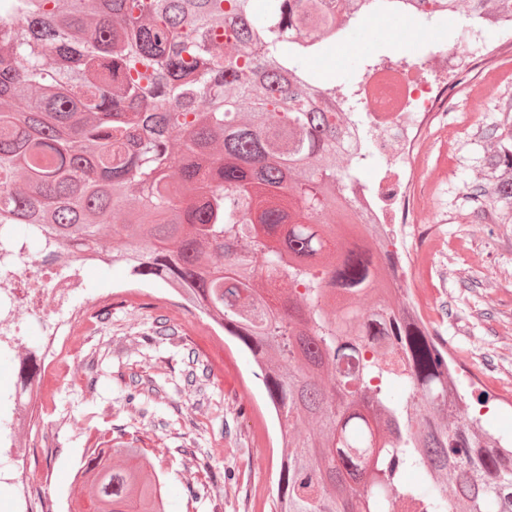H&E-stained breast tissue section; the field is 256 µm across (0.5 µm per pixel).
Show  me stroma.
I'll return each instance as SVG.
<instances>
[{"label":"stroma","mask_w":512,"mask_h":512,"mask_svg":"<svg viewBox=\"0 0 512 512\" xmlns=\"http://www.w3.org/2000/svg\"><path fill=\"white\" fill-rule=\"evenodd\" d=\"M399 29L416 33L401 48L392 40ZM428 34L413 19L384 15L346 32L309 67H332L337 80L351 86L368 62L399 49L412 59L422 55ZM510 95L512 80L495 98ZM495 98L466 85L453 91L454 107L480 114L482 124L452 141L438 134L425 141L423 166L438 180L419 190L404 246L432 260L430 280L408 275L411 300L464 363L463 383L482 380L491 394L482 410L485 427L512 438V224L495 223L490 209L478 208L470 196L482 177L479 157L489 148L488 134L501 118ZM83 276L106 302L83 325L62 380L50 389L37 436L24 439L34 477L50 473L63 492L57 512H71L73 475L91 440L134 430L158 458L169 512H270L278 424L246 353L228 343L223 361L213 360L209 322L177 305L163 284L128 298L124 267L87 264ZM157 320L177 329L178 339L156 342L150 325ZM192 351L211 369L194 387L183 383ZM149 379L167 383L162 405L143 401L139 384Z\"/></svg>","instance_id":"obj_1"}]
</instances>
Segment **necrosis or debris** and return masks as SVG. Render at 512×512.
Returning a JSON list of instances; mask_svg holds the SVG:
<instances>
[{"instance_id": "necrosis-or-debris-1", "label": "necrosis or debris", "mask_w": 512, "mask_h": 512, "mask_svg": "<svg viewBox=\"0 0 512 512\" xmlns=\"http://www.w3.org/2000/svg\"><path fill=\"white\" fill-rule=\"evenodd\" d=\"M480 62L486 65L481 86L495 90L504 65L512 64V41H478L460 49L437 40L420 59L386 57L364 68L354 95L366 106L372 149L385 165L372 182L359 185L354 200L389 238H399L411 216L422 140L437 128L454 134L478 124L474 113L449 111L448 90ZM85 288L79 273L60 270L30 249L21 264L0 271V351L23 350L29 321L42 324L41 379L33 395L17 388L0 393V483L13 490V512H37L19 436L40 420L66 349L75 343L73 333L97 301Z\"/></svg>"}]
</instances>
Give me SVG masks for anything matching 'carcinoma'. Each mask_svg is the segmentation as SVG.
<instances>
[{"label":"carcinoma","mask_w":512,"mask_h":512,"mask_svg":"<svg viewBox=\"0 0 512 512\" xmlns=\"http://www.w3.org/2000/svg\"><path fill=\"white\" fill-rule=\"evenodd\" d=\"M370 2L0 0V251L87 264L115 243L131 284L223 328L278 421L271 512H512V448L468 417L411 298L387 300L402 254L350 201L374 153L304 66ZM496 111L474 197L512 224V97ZM136 442L91 449L84 512H167Z\"/></svg>","instance_id":"1"}]
</instances>
